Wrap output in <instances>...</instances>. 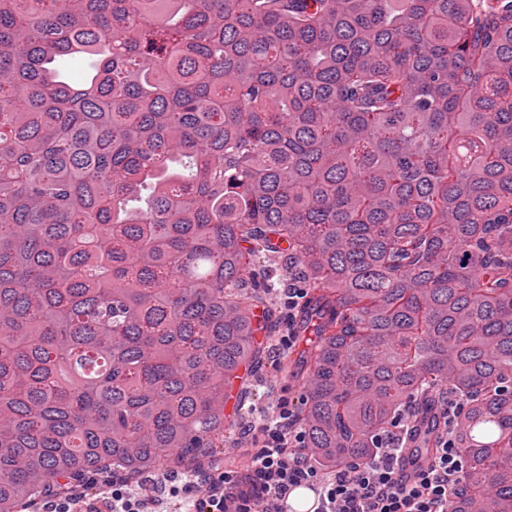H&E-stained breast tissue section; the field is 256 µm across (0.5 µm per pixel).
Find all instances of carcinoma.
<instances>
[{"label":"carcinoma","instance_id":"cac0c4a2","mask_svg":"<svg viewBox=\"0 0 512 512\" xmlns=\"http://www.w3.org/2000/svg\"><path fill=\"white\" fill-rule=\"evenodd\" d=\"M292 278L312 460L447 392L512 512V0H0V512L206 465Z\"/></svg>","mask_w":512,"mask_h":512}]
</instances>
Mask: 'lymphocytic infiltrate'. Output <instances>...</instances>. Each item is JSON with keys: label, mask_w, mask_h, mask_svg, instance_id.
<instances>
[{"label": "lymphocytic infiltrate", "mask_w": 512, "mask_h": 512, "mask_svg": "<svg viewBox=\"0 0 512 512\" xmlns=\"http://www.w3.org/2000/svg\"><path fill=\"white\" fill-rule=\"evenodd\" d=\"M277 416L250 431L255 452L247 472L208 468L179 482L161 485L159 499L131 494L125 479L113 475L102 493L112 512H282L290 494L310 486L318 494L316 512H448L461 474L453 433H445L433 460L403 472V450L396 435L379 436L370 463L344 464L330 471L315 467L304 448L294 400L277 399Z\"/></svg>", "instance_id": "lymphocytic-infiltrate-1"}]
</instances>
